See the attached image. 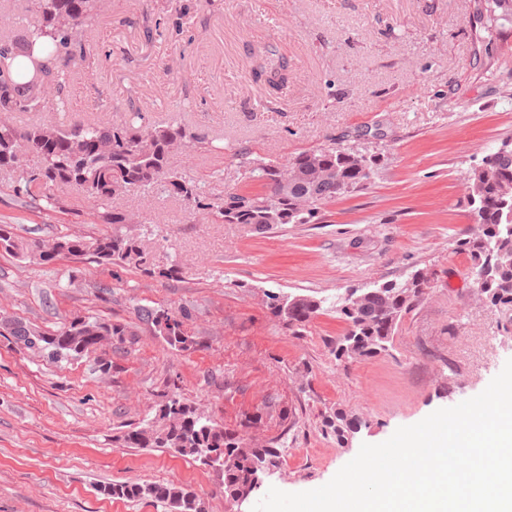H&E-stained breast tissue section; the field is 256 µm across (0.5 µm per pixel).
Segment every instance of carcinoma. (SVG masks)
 <instances>
[{
  "label": "carcinoma",
  "mask_w": 512,
  "mask_h": 512,
  "mask_svg": "<svg viewBox=\"0 0 512 512\" xmlns=\"http://www.w3.org/2000/svg\"><path fill=\"white\" fill-rule=\"evenodd\" d=\"M32 2L35 24L0 38V169H20L27 155H36L39 166L22 175L23 183L16 193L25 195L38 209L39 201L54 200V191L76 189L99 205L88 213L93 223L114 227L112 233L97 237L58 236L56 240L62 243L59 254L171 277L174 268L155 270L137 240L116 230L132 223V218L112 207L111 201L160 183L184 202L206 209L197 188L168 164L171 152L187 142L186 130L150 124L140 108L121 123L17 125L15 116L19 113L47 111L52 91L64 76L63 67L75 58L76 48L82 47L84 27L92 24L100 9V0ZM487 2L492 28L512 26V0ZM485 162L484 169H473L468 176V204L475 225L459 240V247L469 257L473 287L490 304L512 307V147L502 144L485 157ZM379 169L378 156L339 145L301 152L282 166L258 160L245 169L244 176L263 182L265 193H226L220 216L226 224H250L258 229L273 224H311L319 220L326 205L371 184ZM0 249L30 256L42 264L56 259L39 254L38 245L20 240L11 224H0ZM427 282L428 275L422 270L402 282H385L365 294L353 310L349 309L350 298H337L332 308L343 316L347 330L336 341V359L372 357L388 351L403 317L424 298ZM268 298L273 313L294 332L310 323L326 303L323 298L276 292ZM137 316L154 326L172 348L187 351L197 346L186 328L190 317L187 309L144 306L138 308ZM10 323L12 342L26 350L31 338L42 331L18 319ZM133 335L129 324L86 316L48 333L49 340L39 355L60 362L87 353L98 336L114 337L121 345ZM323 432L343 440L344 417L338 413L324 417ZM123 440L130 448H167L194 461L200 460V448L228 457L231 464L224 466L219 488L229 501L249 486L255 469L276 467L280 461L276 442L262 447L247 443L175 395L154 417L126 431ZM98 491L129 501L151 499L169 512H204L193 491L175 484L126 481L102 485Z\"/></svg>",
  "instance_id": "obj_1"
}]
</instances>
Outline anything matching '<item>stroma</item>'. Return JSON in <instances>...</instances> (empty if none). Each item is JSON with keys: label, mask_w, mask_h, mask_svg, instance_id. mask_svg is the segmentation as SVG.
<instances>
[{"label": "stroma", "mask_w": 512, "mask_h": 512, "mask_svg": "<svg viewBox=\"0 0 512 512\" xmlns=\"http://www.w3.org/2000/svg\"><path fill=\"white\" fill-rule=\"evenodd\" d=\"M480 0H103L66 71V112L36 122L124 120L147 108L182 127L189 148L170 166L198 186L193 210L162 186L114 200L173 278L62 255L39 265L0 250V315L56 330L75 316L132 324L127 351L53 364L0 336V512H165L152 500L107 499L113 481L174 483L205 512H236L208 467L122 436L171 395L246 442H281L286 492L325 485L360 450L437 409L481 393L512 359V307H493L459 247L473 220L467 171L512 142V27L488 28ZM286 63L270 88L255 76ZM333 143L384 158L366 189L328 204L315 224L258 232L217 213L229 191L259 193L241 152L274 163ZM19 175L0 170V224L23 241L98 236L75 190L32 208ZM429 274L423 301L389 352L337 360L347 324L325 309L299 332L268 293L335 300L351 288ZM142 306L188 307L197 346L173 348L137 317ZM112 362L101 370L98 357ZM340 411L361 430L324 435Z\"/></svg>", "instance_id": "1"}]
</instances>
